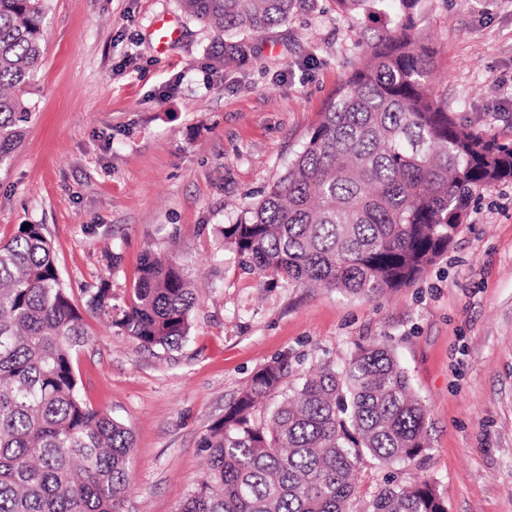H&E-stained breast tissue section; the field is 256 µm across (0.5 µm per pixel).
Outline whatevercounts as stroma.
<instances>
[{
  "mask_svg": "<svg viewBox=\"0 0 512 512\" xmlns=\"http://www.w3.org/2000/svg\"><path fill=\"white\" fill-rule=\"evenodd\" d=\"M160 20L181 32L164 49ZM391 25L318 0L224 69L179 0H48L33 109L0 170V239L45 225L80 306L103 280L123 306L147 249L202 290L174 351L85 317L81 395L133 437L123 512H178L203 469V434L265 364L287 352L303 374L375 344L395 352L430 412V448L401 479L435 481L448 512H512V180L477 193L448 251L375 300L270 286L215 235L284 172ZM416 30L432 39V86L449 111L512 140V0H421Z\"/></svg>",
  "mask_w": 512,
  "mask_h": 512,
  "instance_id": "stroma-1",
  "label": "stroma"
}]
</instances>
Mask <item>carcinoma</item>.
Here are the masks:
<instances>
[{
	"label": "carcinoma",
	"instance_id": "1",
	"mask_svg": "<svg viewBox=\"0 0 512 512\" xmlns=\"http://www.w3.org/2000/svg\"><path fill=\"white\" fill-rule=\"evenodd\" d=\"M317 0H179L240 63L250 38ZM419 0H336L393 26L336 88L302 148L264 195L218 229L245 268L290 288L372 299L405 287L448 251L476 192L512 179V142L460 122L432 91L434 51L411 34ZM45 0H0V167L20 143L27 88L43 57ZM197 293L151 250L119 311L105 281L87 309L141 347L172 351L190 334ZM82 311L50 240L32 224L0 241V512H122L133 438L81 398L72 350ZM429 410L394 352L360 348L297 376L283 354L256 371L200 446L204 470L179 512H448L433 481L394 473L362 502L357 474L415 461Z\"/></svg>",
	"mask_w": 512,
	"mask_h": 512
}]
</instances>
